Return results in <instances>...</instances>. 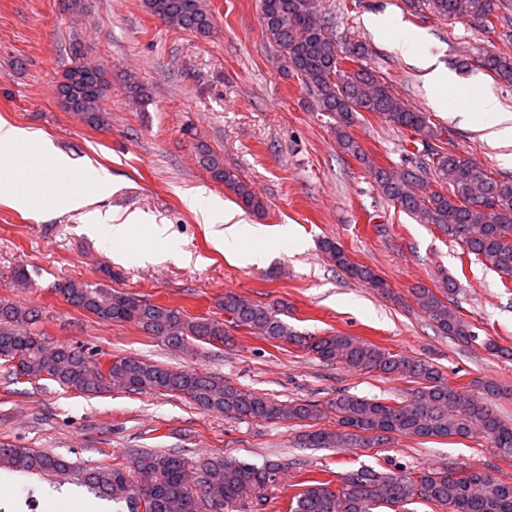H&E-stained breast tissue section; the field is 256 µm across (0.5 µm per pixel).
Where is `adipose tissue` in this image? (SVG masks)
Returning <instances> with one entry per match:
<instances>
[{"mask_svg": "<svg viewBox=\"0 0 512 512\" xmlns=\"http://www.w3.org/2000/svg\"><path fill=\"white\" fill-rule=\"evenodd\" d=\"M465 122L480 126L489 140L504 144L512 142V113L499 108L496 99L482 94L473 107L462 110ZM78 169L66 155L36 133L0 121V191L9 205L42 211H84L89 229H98L103 222L99 212L90 210V188L111 184L112 177L106 169L93 167L82 171L84 190L66 188L65 183ZM186 203L199 214L203 223L218 225V239L225 252L241 256L248 264L262 263L264 253H241L240 244L249 238H261L268 229L262 224L228 223L223 200L206 195L203 190L188 194Z\"/></svg>", "mask_w": 512, "mask_h": 512, "instance_id": "adipose-tissue-1", "label": "adipose tissue"}]
</instances>
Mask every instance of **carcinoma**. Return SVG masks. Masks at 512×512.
Masks as SVG:
<instances>
[{
    "label": "carcinoma",
    "instance_id": "1",
    "mask_svg": "<svg viewBox=\"0 0 512 512\" xmlns=\"http://www.w3.org/2000/svg\"><path fill=\"white\" fill-rule=\"evenodd\" d=\"M416 18L429 11L453 20L460 16L496 26L494 0H407ZM148 13L184 31L206 35L214 25L205 0H145ZM266 35L279 48L283 70L297 79L315 100L319 111L329 113L336 140L344 152L365 159L350 128L361 112L375 113L421 137L424 154L400 168L368 164L382 193L421 224H432L448 239L463 245L467 254L487 261L500 276L512 279V179H500L475 162L448 138L430 116L409 105L384 80L361 65L366 47L360 40L347 42L343 54L327 32L318 0H262ZM72 65L57 83L62 106L97 129L107 126L104 101L110 87L105 70L94 64L80 42L71 45ZM478 64L494 78L512 84V50L486 54ZM212 179L233 193L254 215L266 212V203L239 173L224 167L223 159L208 150L200 154ZM435 173L448 188L432 190L425 176ZM323 252L351 278L378 294L397 301L391 284L373 269L350 260L335 242L325 240ZM456 283L448 281L441 296L424 286L414 289L417 303L437 329L463 343L477 338L473 326L449 305ZM66 302L102 321L132 323L146 334L172 344L186 339L228 342L229 328L248 330L257 337L296 345L324 363H340L366 373H380L415 385L410 396L394 403L340 392L325 407L307 401L283 402L241 388L219 378L190 370H173L134 357H117L101 372V361L69 344L49 347L43 339L22 331V323L36 314L0 299V348L6 362L18 360L24 375L46 376L79 392L110 388L135 394L177 393L198 408L227 418L270 422L316 421L324 409L336 416V429L319 428L304 435L305 444L331 448L364 441V431L378 437L389 434L418 438H485L512 455V424L503 421L489 401L501 395L493 384L483 385L485 396L452 390L434 363L392 353L371 342L344 333L318 338L299 335L280 317V310L232 292L224 294V319L189 318L183 310L151 303L128 293L96 284L70 280L59 285ZM229 327H224V324ZM22 475H66L75 465L49 451L0 444V469ZM280 464L257 466L217 453L202 465L162 450L133 453L130 465H101L85 471L79 485L96 497L125 503L128 512H200L204 502L216 499L229 505L264 489L277 480ZM141 477L134 490L131 473ZM412 503L435 506L440 512H512V485L478 469L454 477L448 469L417 472H381L372 467L353 470L332 487V481L309 477L292 497L289 512H375L378 508L405 507Z\"/></svg>",
    "mask_w": 512,
    "mask_h": 512
}]
</instances>
